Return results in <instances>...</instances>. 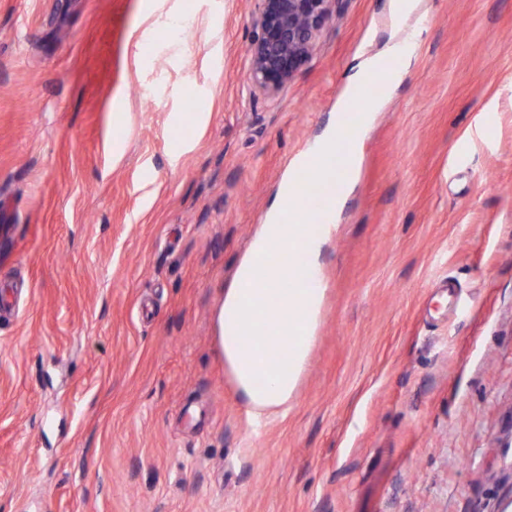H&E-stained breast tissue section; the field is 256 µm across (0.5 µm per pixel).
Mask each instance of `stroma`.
I'll list each match as a JSON object with an SVG mask.
<instances>
[{
	"label": "stroma",
	"instance_id": "35a3bbf8",
	"mask_svg": "<svg viewBox=\"0 0 512 512\" xmlns=\"http://www.w3.org/2000/svg\"><path fill=\"white\" fill-rule=\"evenodd\" d=\"M254 8L0 0V512H512V0H341L275 97ZM402 39L297 389L254 420L224 291Z\"/></svg>",
	"mask_w": 512,
	"mask_h": 512
}]
</instances>
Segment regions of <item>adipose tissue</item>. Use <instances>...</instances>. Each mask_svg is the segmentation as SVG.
Returning a JSON list of instances; mask_svg holds the SVG:
<instances>
[{
    "instance_id": "adipose-tissue-1",
    "label": "adipose tissue",
    "mask_w": 512,
    "mask_h": 512,
    "mask_svg": "<svg viewBox=\"0 0 512 512\" xmlns=\"http://www.w3.org/2000/svg\"><path fill=\"white\" fill-rule=\"evenodd\" d=\"M414 48L407 42L387 47L383 56L360 63L352 75L343 103H350L374 77L391 87L400 77V67L412 57ZM325 235L312 232L300 236L296 225L269 222L255 235L247 259L238 269L236 284L224 292V315L220 343L224 361L236 389L250 412L257 417L286 405L292 398L309 355L311 328L322 299L321 289L309 286L317 273L314 258ZM289 252V264L259 267L258 262L274 252ZM292 283L281 291L282 280ZM291 338L286 362L271 357L263 345H247L243 336L250 327L262 324L269 313Z\"/></svg>"
}]
</instances>
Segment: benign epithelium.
<instances>
[{"label": "benign epithelium", "instance_id": "7a95c632", "mask_svg": "<svg viewBox=\"0 0 512 512\" xmlns=\"http://www.w3.org/2000/svg\"><path fill=\"white\" fill-rule=\"evenodd\" d=\"M340 0H256L249 49L251 90L274 97L314 54Z\"/></svg>", "mask_w": 512, "mask_h": 512}]
</instances>
